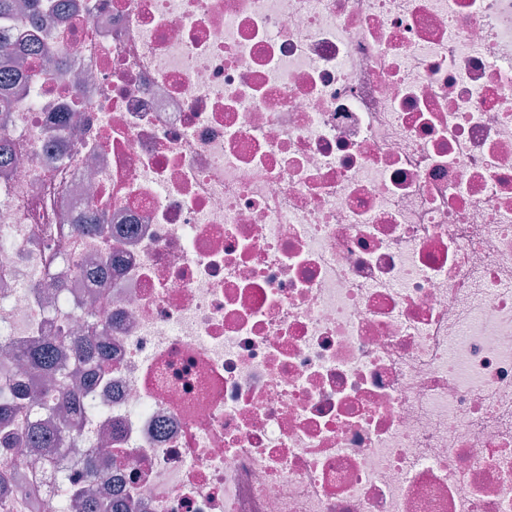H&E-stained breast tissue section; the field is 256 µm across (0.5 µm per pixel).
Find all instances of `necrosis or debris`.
<instances>
[{
	"mask_svg": "<svg viewBox=\"0 0 512 512\" xmlns=\"http://www.w3.org/2000/svg\"><path fill=\"white\" fill-rule=\"evenodd\" d=\"M42 5L0 380L67 337L81 411L15 512H512V0Z\"/></svg>",
	"mask_w": 512,
	"mask_h": 512,
	"instance_id": "obj_1",
	"label": "necrosis or debris"
}]
</instances>
